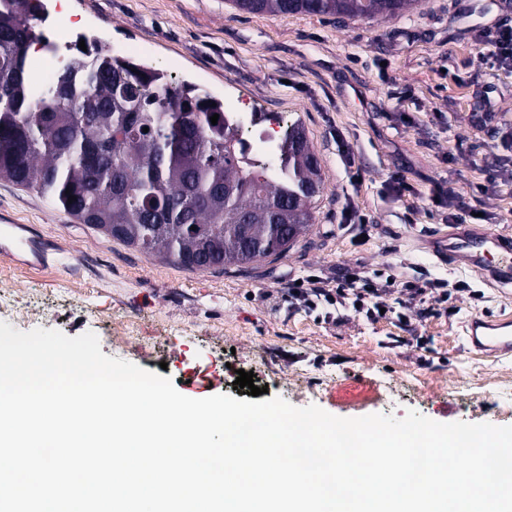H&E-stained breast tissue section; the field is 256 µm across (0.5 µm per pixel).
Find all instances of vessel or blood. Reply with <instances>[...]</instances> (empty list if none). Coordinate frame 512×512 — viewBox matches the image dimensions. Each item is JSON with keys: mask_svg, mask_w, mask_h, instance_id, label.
<instances>
[{"mask_svg": "<svg viewBox=\"0 0 512 512\" xmlns=\"http://www.w3.org/2000/svg\"><path fill=\"white\" fill-rule=\"evenodd\" d=\"M0 243L5 248L31 251L41 257V247L21 236L15 225L0 226ZM450 258L467 257L474 271L486 275L490 283L512 286V242L487 232L478 236L461 234L448 245ZM465 340L469 349L488 353L512 354V321H491L478 317L468 321Z\"/></svg>", "mask_w": 512, "mask_h": 512, "instance_id": "b4317fda", "label": "vessel or blood"}]
</instances>
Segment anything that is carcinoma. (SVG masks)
I'll return each instance as SVG.
<instances>
[{"label": "carcinoma", "instance_id": "1", "mask_svg": "<svg viewBox=\"0 0 512 512\" xmlns=\"http://www.w3.org/2000/svg\"><path fill=\"white\" fill-rule=\"evenodd\" d=\"M232 2L248 13L373 19L418 0ZM45 19L40 0H0V179L190 271L278 257L306 234L325 184L301 122L288 125L273 157L256 160L221 102L89 41L55 78L67 91L35 98L31 21Z\"/></svg>", "mask_w": 512, "mask_h": 512}]
</instances>
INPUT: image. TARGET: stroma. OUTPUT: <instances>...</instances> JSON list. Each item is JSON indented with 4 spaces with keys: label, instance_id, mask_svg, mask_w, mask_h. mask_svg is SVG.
Here are the masks:
<instances>
[{
    "label": "stroma",
    "instance_id": "obj_1",
    "mask_svg": "<svg viewBox=\"0 0 512 512\" xmlns=\"http://www.w3.org/2000/svg\"><path fill=\"white\" fill-rule=\"evenodd\" d=\"M105 52L237 112L300 121L326 188L307 234L288 253L247 268L189 271L128 247L49 199L0 180V217L48 246L47 262L0 252L12 283L0 321L27 332L94 333L104 355L164 373L183 395L232 394L237 370L268 394L342 418L369 414L506 425L512 356L469 350L472 317L512 318V294L449 261L452 188L476 210L469 231L512 237V188L485 193L486 168L512 158V71L488 61L480 26L512 25V0H419L402 14L344 19L246 13L232 0H69ZM361 181L351 184L350 168ZM421 190L400 195L393 174ZM396 281L465 282L453 313L408 323L366 321L347 310L326 321L289 310L282 288L316 276L332 288L346 268ZM333 377L342 385L322 386Z\"/></svg>",
    "mask_w": 512,
    "mask_h": 512
}]
</instances>
